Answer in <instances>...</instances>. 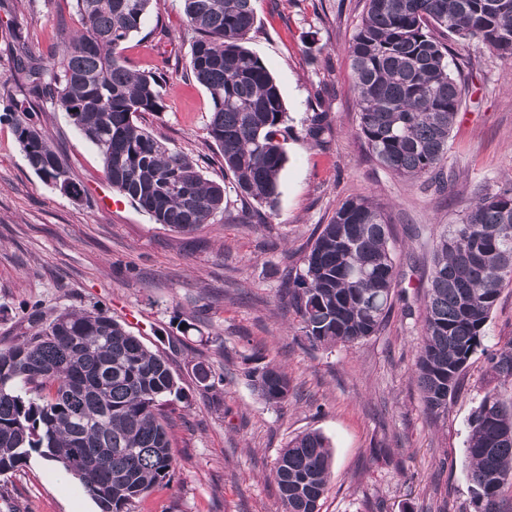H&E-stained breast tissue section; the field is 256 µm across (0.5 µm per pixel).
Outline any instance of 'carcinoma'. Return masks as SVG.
Instances as JSON below:
<instances>
[{"label":"carcinoma","instance_id":"1","mask_svg":"<svg viewBox=\"0 0 512 512\" xmlns=\"http://www.w3.org/2000/svg\"><path fill=\"white\" fill-rule=\"evenodd\" d=\"M81 26L45 56L17 45V140L30 167L47 182L81 183L32 118L30 94L66 113L96 146L112 188L156 224L192 232L224 213V187L204 177L196 160L138 122L163 111L166 74L133 70L119 47L160 0H70ZM193 36L189 71L212 103L208 135L245 201L273 208L286 154L279 136L288 121L282 94L244 39L255 23L252 0H183ZM445 31L512 60V0H364L348 46L357 133L377 162L409 181L443 178L448 139L466 85L448 70ZM329 115L314 111L305 138L319 145ZM390 224L371 199L346 200L318 225L302 267L288 279L287 304L313 346L352 345L377 333L398 274ZM512 284V188L481 192L458 222L440 232L424 286L416 371L426 409L448 413L469 361L483 346L501 290ZM492 377L512 385V340L488 356ZM194 376L215 387V371ZM259 400H288L290 379L267 363L245 371ZM180 390L164 355L101 309H66L46 318L35 309L20 336L0 346V475L36 453L77 478L100 512H133L178 468L164 407ZM473 512H503L512 481V401L485 393L469 422L466 448ZM333 453L318 430L290 439L273 478L283 512H320Z\"/></svg>","mask_w":512,"mask_h":512}]
</instances>
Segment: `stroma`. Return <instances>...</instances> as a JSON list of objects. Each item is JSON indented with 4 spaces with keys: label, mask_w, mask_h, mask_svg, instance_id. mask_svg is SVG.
Listing matches in <instances>:
<instances>
[{
    "label": "stroma",
    "mask_w": 512,
    "mask_h": 512,
    "mask_svg": "<svg viewBox=\"0 0 512 512\" xmlns=\"http://www.w3.org/2000/svg\"><path fill=\"white\" fill-rule=\"evenodd\" d=\"M363 0H254L246 47L279 86L288 112L287 161L279 196L260 224H241L245 205L207 130L211 100L186 74L190 38L182 0H161L159 16L120 47L127 65L168 61L165 109L142 124L198 159L225 187L228 210L180 233L154 223L113 191L97 148L66 113L41 102L37 117L87 191L76 201L28 164L11 119L0 120V345L19 336L30 303L50 315L101 308L151 349L164 352L182 389L172 399L179 467L134 512H281L272 467L294 436L320 431L333 465L320 512H470L465 446L469 420L495 382L486 350L512 340V285L503 288L444 418L425 411L416 380L421 305L435 238L456 223L477 192L512 186V60L449 38V67L466 94L448 140L446 173L456 192L393 176L356 136L358 112L347 46ZM45 55L78 28L69 0H36L32 11L0 0V90L14 80L7 31ZM329 112L317 145L303 136L312 109ZM355 195L382 206L392 224L401 286L381 330L352 346L311 345L283 290L317 225ZM284 367L286 403L271 407L244 372L254 355ZM223 376L221 393L197 383V363ZM0 512H99L73 476L58 479L40 456L0 475Z\"/></svg>",
    "instance_id": "35a3bbf8"
}]
</instances>
